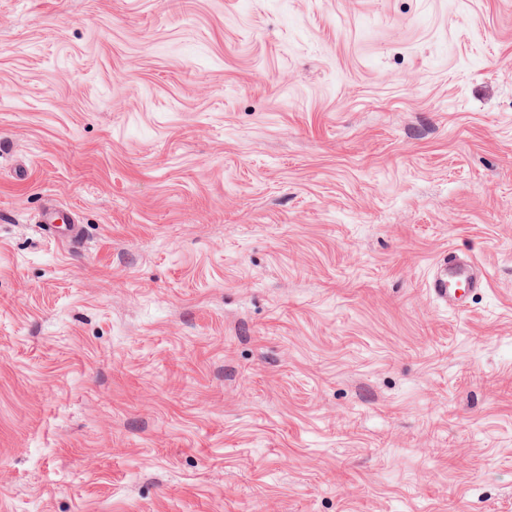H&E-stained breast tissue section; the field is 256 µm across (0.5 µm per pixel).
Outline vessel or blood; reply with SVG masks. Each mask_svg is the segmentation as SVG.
<instances>
[{
    "mask_svg": "<svg viewBox=\"0 0 512 512\" xmlns=\"http://www.w3.org/2000/svg\"><path fill=\"white\" fill-rule=\"evenodd\" d=\"M461 281L473 291L487 288L489 284L485 270L480 269L471 255L453 249L433 261L426 288L433 299L448 306L449 310L461 313L465 310L463 297L457 288Z\"/></svg>",
    "mask_w": 512,
    "mask_h": 512,
    "instance_id": "obj_1",
    "label": "vessel or blood"
}]
</instances>
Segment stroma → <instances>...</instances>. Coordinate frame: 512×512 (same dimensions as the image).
Instances as JSON below:
<instances>
[{"label":"stroma","instance_id":"1","mask_svg":"<svg viewBox=\"0 0 512 512\" xmlns=\"http://www.w3.org/2000/svg\"><path fill=\"white\" fill-rule=\"evenodd\" d=\"M0 512H512V0H0ZM465 281L466 288L473 291L482 290L489 285L485 270L466 252L453 249L438 256L432 263L431 274L427 280L428 294L454 313L465 311L461 289L456 283Z\"/></svg>","mask_w":512,"mask_h":512}]
</instances>
